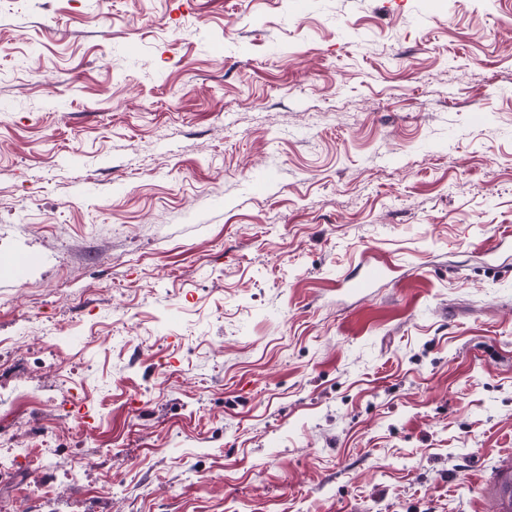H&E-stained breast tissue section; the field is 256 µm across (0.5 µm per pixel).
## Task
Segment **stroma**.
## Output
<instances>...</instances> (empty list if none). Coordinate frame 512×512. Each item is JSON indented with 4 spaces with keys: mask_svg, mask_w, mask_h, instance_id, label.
Segmentation results:
<instances>
[{
    "mask_svg": "<svg viewBox=\"0 0 512 512\" xmlns=\"http://www.w3.org/2000/svg\"><path fill=\"white\" fill-rule=\"evenodd\" d=\"M507 229L512 0H0V512H496Z\"/></svg>",
    "mask_w": 512,
    "mask_h": 512,
    "instance_id": "stroma-1",
    "label": "stroma"
}]
</instances>
